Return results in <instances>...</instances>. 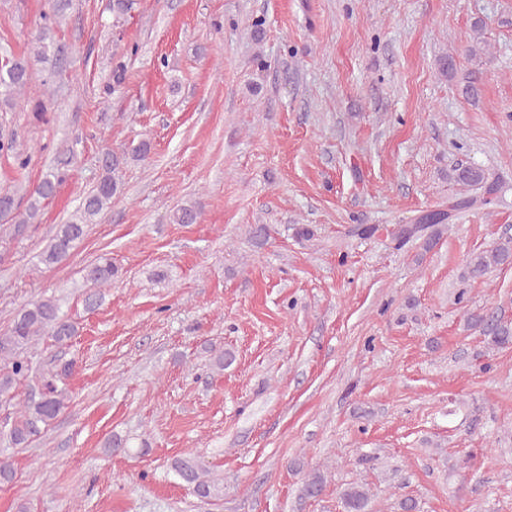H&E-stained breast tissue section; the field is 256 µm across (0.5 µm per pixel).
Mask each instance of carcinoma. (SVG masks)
<instances>
[{"instance_id": "obj_1", "label": "carcinoma", "mask_w": 512, "mask_h": 512, "mask_svg": "<svg viewBox=\"0 0 512 512\" xmlns=\"http://www.w3.org/2000/svg\"><path fill=\"white\" fill-rule=\"evenodd\" d=\"M69 8V0H56L53 10L44 14L37 24L31 52L39 59H47L53 45L51 33L61 22ZM30 56H13L0 64V107H13L16 101L23 105L34 103L32 112L40 116L46 110L44 100L31 101L27 96L30 85ZM151 146L146 140L128 150L107 148L99 157L100 176L93 189L84 197L75 216L59 225L46 247L38 254V263L52 267L64 261L84 239L89 225L98 216L112 207V202L122 192L120 173L131 163L148 157ZM0 152L13 159L19 169L27 166L30 149L15 139L0 140ZM61 176L50 172L34 187L19 192L16 189H0V244L24 235L27 226L37 222L45 201L57 191ZM455 182L464 194L447 210L416 218L398 230L401 244L422 241V249L429 250L451 223L455 213L474 206H487L496 193L495 183L489 181L486 171L477 166L461 167L455 171ZM483 190V195L472 196L468 191ZM199 213L193 205H181L172 214L175 224H194ZM512 264V238L499 241L493 248L472 253L468 262V278L483 279L495 270ZM119 277V268L108 254L100 255L84 269L83 278L98 286L112 285ZM468 325L477 330L493 349L512 346V321H507L493 311L472 312L467 317ZM78 333L75 322L61 310L60 299L54 295H40L28 301L14 316L10 327L0 333V403L13 408L14 420L9 429V438L16 447H25L40 437L62 414L71 400L66 383L74 372L76 361L70 360L60 366L39 372L25 353L49 337L58 346L71 342ZM29 382L37 390L24 399H16V387ZM174 470L190 486L196 496L211 499L223 493V487L210 477L208 470L195 457L186 456L176 460ZM326 486L321 473L315 471L303 482L300 496L304 499L319 497ZM345 512H373L372 495L368 488L353 483L340 493Z\"/></svg>"}]
</instances>
